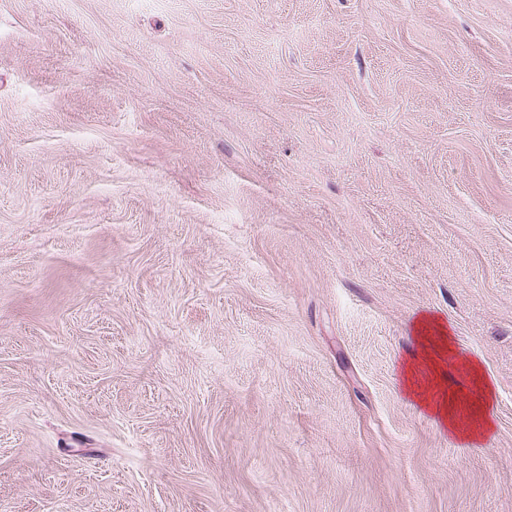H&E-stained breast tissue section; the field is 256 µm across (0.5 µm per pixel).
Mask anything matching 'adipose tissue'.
Returning <instances> with one entry per match:
<instances>
[{
  "label": "adipose tissue",
  "mask_w": 512,
  "mask_h": 512,
  "mask_svg": "<svg viewBox=\"0 0 512 512\" xmlns=\"http://www.w3.org/2000/svg\"><path fill=\"white\" fill-rule=\"evenodd\" d=\"M415 350L409 351L400 367L403 393L436 416L449 431L463 439L477 442L493 427L489 416L495 398V384L487 378L479 360L466 362L467 372L481 391L476 419L463 422L439 380V369L453 351V337L444 320L431 314H420L413 322Z\"/></svg>",
  "instance_id": "adipose-tissue-1"
}]
</instances>
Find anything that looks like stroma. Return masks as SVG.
Wrapping results in <instances>:
<instances>
[{
  "instance_id": "stroma-1",
  "label": "stroma",
  "mask_w": 512,
  "mask_h": 512,
  "mask_svg": "<svg viewBox=\"0 0 512 512\" xmlns=\"http://www.w3.org/2000/svg\"><path fill=\"white\" fill-rule=\"evenodd\" d=\"M0 512H512V0H0ZM416 349L409 351L401 362L400 383L403 393L436 416L452 433L477 442L493 428L489 416L495 398V384L487 378L479 360L465 364L467 372L478 383L481 391L474 423L463 422L447 393L442 391L439 369L453 352V336L444 320L436 315L420 314L413 322Z\"/></svg>"
}]
</instances>
